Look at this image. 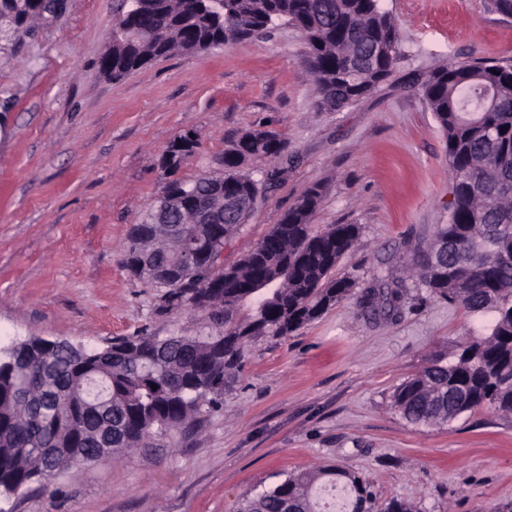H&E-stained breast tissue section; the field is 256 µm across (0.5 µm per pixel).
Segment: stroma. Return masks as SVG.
<instances>
[{
	"mask_svg": "<svg viewBox=\"0 0 512 512\" xmlns=\"http://www.w3.org/2000/svg\"><path fill=\"white\" fill-rule=\"evenodd\" d=\"M116 4L66 0L0 51V347L30 336L94 349L142 332H207L200 313L160 311L156 289L125 269L123 249L168 176L216 171L229 140L252 129L278 133L292 163L225 246V264L318 184L315 227H361L336 266L356 287L292 335L249 342L216 405L157 447L1 494L0 512H237L245 496L326 465L367 484L371 512L393 499L416 512L512 504V417L485 406L422 427L390 399L429 359L485 335L487 321L415 289L395 320L359 306L376 269L407 277L416 249L448 221L446 143L413 78L447 62L512 64V19L489 0H380L403 63L371 96L321 112L307 45L285 24L103 77ZM187 135L194 154L168 172L170 143Z\"/></svg>",
	"mask_w": 512,
	"mask_h": 512,
	"instance_id": "obj_1",
	"label": "stroma"
}]
</instances>
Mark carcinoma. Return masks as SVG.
<instances>
[{
	"mask_svg": "<svg viewBox=\"0 0 512 512\" xmlns=\"http://www.w3.org/2000/svg\"><path fill=\"white\" fill-rule=\"evenodd\" d=\"M39 13V0H0V40L19 41ZM295 27L307 44L306 68L316 84L320 112H340L389 80L404 59L398 28L379 0H120L113 21L112 79L151 61L202 51L224 40L266 34L276 23ZM376 43L388 53L363 55ZM505 89L495 105L487 88ZM419 90L441 128L453 173L448 223L436 225L430 244L416 254L414 287L490 317L489 334L440 355L399 384L393 408L417 426L448 424L489 406L512 415V65L491 59L450 62L434 68ZM282 142L265 130L230 141L224 163V197L262 196L286 168L257 179L254 159L280 155ZM322 199L318 186L302 192L270 232L238 263H204L179 276L170 266L178 239L145 219L133 225L124 250L127 270L140 261L162 269L147 280L159 289V308H190L213 331L205 336H124L82 357L63 341L31 336L0 350V494L42 476L39 448L77 449L101 462L133 448H154L224 393L247 342L287 336L351 296L356 282L336 277V265L353 250L360 227L329 224L312 229ZM249 216L224 215L222 224H190L215 252L243 231ZM277 284L268 296L256 284ZM361 296L364 309L392 319L402 313L405 281L391 272L373 276ZM254 302L252 314L237 318ZM156 388H151V385ZM112 437V450L101 445ZM344 476L346 512H366L371 493L363 480L340 468L290 474L248 498L239 512H318L315 493Z\"/></svg>",
	"mask_w": 512,
	"mask_h": 512,
	"instance_id": "carcinoma-1",
	"label": "carcinoma"
}]
</instances>
